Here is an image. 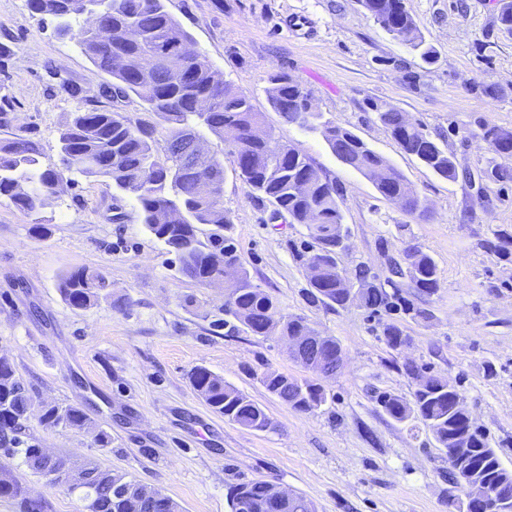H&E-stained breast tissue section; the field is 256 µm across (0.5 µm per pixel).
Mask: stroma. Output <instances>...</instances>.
<instances>
[{
    "instance_id": "stroma-1",
    "label": "stroma",
    "mask_w": 512,
    "mask_h": 512,
    "mask_svg": "<svg viewBox=\"0 0 512 512\" xmlns=\"http://www.w3.org/2000/svg\"><path fill=\"white\" fill-rule=\"evenodd\" d=\"M437 52L424 66L404 42L384 31L359 0H166L191 37L193 51L253 98L282 140L294 143L344 189L350 236L340 264L385 278L389 257L404 241L431 255L440 288L429 318L403 317L409 338L393 350L378 318L357 306L333 312L307 298L302 254L316 243L306 225L271 221L272 207L227 172L224 210L252 282L283 312L306 316L335 337L345 365L321 379L326 401L294 410L264 387L266 373L298 378L310 372L283 342L214 329L224 286L184 277L173 254L141 222L134 198L111 182L64 175L60 193L28 214L0 198V352L9 356L35 406L76 405L86 430L27 426L42 447L72 459H93L114 473L161 490L181 512H230L235 486L263 481L300 494L316 512H452L448 457L421 422H397L373 399L388 392L411 398V362L456 385L466 409L504 466L512 469V254L486 253L485 239L512 238V183L485 191L449 181L406 155L374 113V98L406 112L445 138L459 165L480 166L489 154L478 124L512 129V35L497 22L498 0H404ZM305 19L298 32L285 24ZM0 43L13 54L0 85L16 97L18 126L37 142L43 165L58 167L59 131L84 108H111L101 72L53 22L26 0H0ZM486 45L478 53L477 45ZM284 70L313 94L326 118L358 135L398 168L432 209L419 222L377 192L373 182L337 161L322 136L281 122L265 88ZM416 72L408 83L407 72ZM78 85L70 98L63 83ZM493 84L496 97L482 93ZM47 225V233L36 230ZM100 272L108 286L89 308L75 310L57 283L68 270ZM204 366L261 405L271 420L255 431L214 413L189 373ZM111 441L100 447L97 430ZM45 512H85L65 488L45 486L20 458H2Z\"/></svg>"
}]
</instances>
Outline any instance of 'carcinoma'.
<instances>
[{
	"label": "carcinoma",
	"mask_w": 512,
	"mask_h": 512,
	"mask_svg": "<svg viewBox=\"0 0 512 512\" xmlns=\"http://www.w3.org/2000/svg\"><path fill=\"white\" fill-rule=\"evenodd\" d=\"M363 8L388 34L415 51L423 64L436 63L433 47L419 32L404 0H360ZM29 9L56 21V34L76 40L92 63L112 76L108 93L112 109H84L71 113L59 133L61 161L66 170L88 178H104L123 193L134 197L142 224L173 253L179 270L189 279L208 285L224 280V317L213 326L224 335L241 331L254 336L283 340L293 336H317L318 330L301 315L283 314L272 298L255 286L240 262L224 212L223 196L203 187L207 175L225 174L224 160L212 152L197 164L188 165L182 156L188 151L185 139L212 135L220 142L238 141L239 153H230L233 170L259 199L268 200L274 210L271 219L288 216L291 224H307L318 244L307 256L308 299L327 310L337 311L357 305L372 313L423 316L425 311L400 293L396 279L406 278L409 287L422 296L435 294L440 287L434 259L418 245L405 263L389 261L387 283L392 291L373 283L374 277L360 266L354 278L360 287L350 292L338 286L339 254L346 248L348 228L341 209L342 189L294 144L283 142L274 129L265 125L252 97L230 81L215 82L217 72L205 57L187 53L174 59H160L150 77L140 70L153 46L177 41L185 45L190 35L168 12L165 0H107L97 26L74 27L71 18L82 14L80 0H27ZM267 102L283 123L303 130L317 131L335 158L370 179L387 201L398 196L406 200L404 213L425 219L430 213L412 184L387 159L371 149L349 129L326 119L313 105L312 94L286 71L273 72L267 79ZM135 101L155 114L162 125V138L156 128L134 124L122 112L126 102ZM366 109L375 113L399 148L415 157L438 176L454 180L460 170L448 144L424 131L421 123L393 106L373 99ZM263 126V136L253 128ZM480 136L489 145L490 157L478 169L481 183L512 182V168L503 160L512 157V130L483 122ZM0 197L8 198L27 213L41 211L58 194L63 174L40 165L37 144L15 125L13 95L0 92ZM212 226L203 241L198 225ZM105 278L87 268L62 274L58 290L72 308L82 310L106 289ZM381 335L393 350L407 341L399 322L382 323ZM194 390L212 411L247 428L264 431L271 421L264 409L209 369L198 366L190 373ZM266 390L300 412H312L326 402L321 385L285 373L264 375ZM455 386L437 376L414 391L410 400L381 393L376 402L397 422L411 418L422 422L441 448H454L457 438L466 436L468 464L488 483L498 487V496L512 501V479L500 483L503 466L490 448L484 432L475 427L465 407L457 406ZM28 390L16 377L9 360H0V452L20 456L34 473L43 475L51 459L40 443L27 433L31 411ZM39 421L50 427L86 429L89 418L76 405L46 404ZM94 481L76 493L83 502H103L100 512H178L168 496L159 499L139 497L141 484L122 475H112L93 462L84 463ZM244 499L231 505L237 512H272L268 486L251 482L240 486ZM0 498L16 502L20 512H44L40 501L30 499L28 489L15 477L0 481Z\"/></svg>",
	"instance_id": "carcinoma-1"
}]
</instances>
